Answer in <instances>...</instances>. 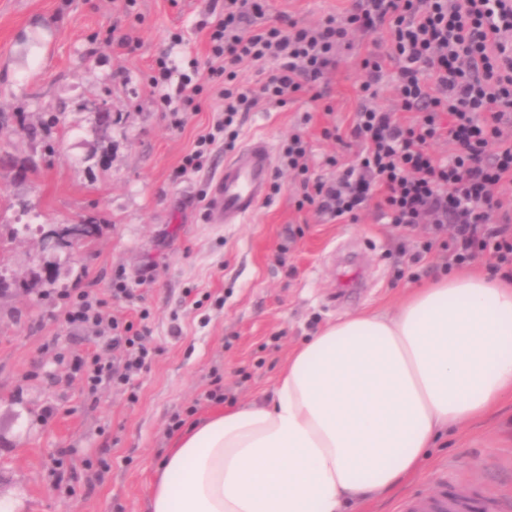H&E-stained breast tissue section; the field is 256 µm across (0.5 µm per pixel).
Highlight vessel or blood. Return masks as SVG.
Returning <instances> with one entry per match:
<instances>
[{
	"mask_svg": "<svg viewBox=\"0 0 512 512\" xmlns=\"http://www.w3.org/2000/svg\"><path fill=\"white\" fill-rule=\"evenodd\" d=\"M271 164V146L263 139L250 141L225 159L207 201L209 220L242 223L268 190ZM403 512H512V504L444 485L431 496L411 498Z\"/></svg>",
	"mask_w": 512,
	"mask_h": 512,
	"instance_id": "obj_1",
	"label": "vessel or blood"
}]
</instances>
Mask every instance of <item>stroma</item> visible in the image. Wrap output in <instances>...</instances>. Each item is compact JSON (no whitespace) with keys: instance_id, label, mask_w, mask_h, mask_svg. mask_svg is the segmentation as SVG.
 <instances>
[{"instance_id":"35a3bbf8","label":"stroma","mask_w":512,"mask_h":512,"mask_svg":"<svg viewBox=\"0 0 512 512\" xmlns=\"http://www.w3.org/2000/svg\"><path fill=\"white\" fill-rule=\"evenodd\" d=\"M224 0H0V496L14 512H148L154 470L179 429L223 408L271 396L294 348L329 322L360 312L390 314L410 288L445 272L441 254L407 262L429 233L401 237L378 213L339 224L297 209L299 177L273 158L267 195L241 224H211L205 194L224 165L181 173L183 157L213 122L212 92L197 109L170 112L150 78L158 60L174 76L206 59L204 23ZM345 0H269L254 27L286 13L306 23L340 12ZM130 34L127 51L111 34ZM355 36L320 100L299 94L240 118V142L281 150L295 132L308 143L312 175H336L357 146L324 138L346 128L360 100ZM38 128L37 138L21 134ZM336 157L337 167L327 166ZM97 225L63 262L54 291L38 285L51 255L38 225ZM18 224L31 225L13 235ZM370 285L344 299L355 271ZM144 300L130 306L118 285ZM90 289L114 317L147 328L155 353L129 386L89 393L77 358L98 329L58 320L57 292ZM223 398H210L214 381ZM67 483L56 484L55 461ZM449 484L512 499V396L434 448L423 475L353 512H400L412 494Z\"/></svg>"}]
</instances>
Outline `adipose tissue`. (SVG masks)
Segmentation results:
<instances>
[{"mask_svg": "<svg viewBox=\"0 0 512 512\" xmlns=\"http://www.w3.org/2000/svg\"><path fill=\"white\" fill-rule=\"evenodd\" d=\"M512 394V281L461 272L295 348L271 403L189 424L149 512H341L416 476L439 435Z\"/></svg>", "mask_w": 512, "mask_h": 512, "instance_id": "1", "label": "adipose tissue"}]
</instances>
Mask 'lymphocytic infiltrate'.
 Here are the masks:
<instances>
[{"mask_svg":"<svg viewBox=\"0 0 512 512\" xmlns=\"http://www.w3.org/2000/svg\"><path fill=\"white\" fill-rule=\"evenodd\" d=\"M249 14L264 17L265 0H224L209 25L210 55L198 79H173L164 66L151 78L156 89L176 84L187 106L206 88L221 101L182 171L206 168L216 140L234 148L238 113L280 106L320 86L357 31L371 37L372 47L359 62L361 104L347 136L363 150L336 177L312 178L306 144L294 135L283 154L304 175L301 204L342 222L358 220L372 206L404 233L427 226L430 236L422 253L412 255L415 263L437 250L452 266L485 252L512 264V201L499 192L512 184V0H351L343 14H327L312 26L283 15L278 24L248 32L242 22ZM258 61L271 65L265 81H239L238 66ZM391 64L395 107L384 110L374 100ZM438 142L447 144V156L432 152ZM58 298L63 322L98 327L105 351L119 356L76 360L89 391L128 384L146 368L145 333L120 324L85 289Z\"/></svg>","mask_w":512,"mask_h":512,"instance_id":"1","label":"lymphocytic infiltrate"}]
</instances>
